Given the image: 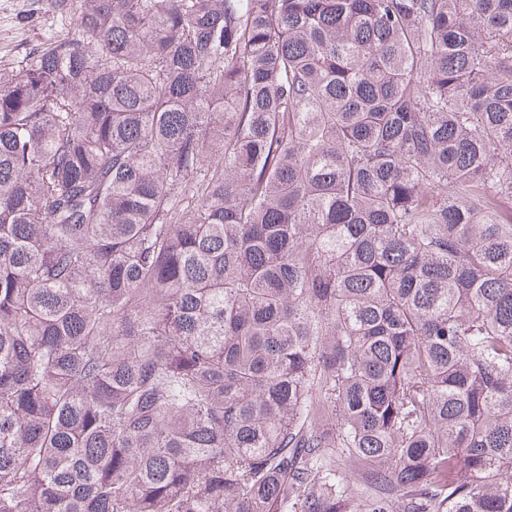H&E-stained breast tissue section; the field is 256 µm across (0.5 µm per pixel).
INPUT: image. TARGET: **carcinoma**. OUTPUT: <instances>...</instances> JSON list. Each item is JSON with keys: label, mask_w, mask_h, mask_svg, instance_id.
Returning a JSON list of instances; mask_svg holds the SVG:
<instances>
[{"label": "carcinoma", "mask_w": 512, "mask_h": 512, "mask_svg": "<svg viewBox=\"0 0 512 512\" xmlns=\"http://www.w3.org/2000/svg\"><path fill=\"white\" fill-rule=\"evenodd\" d=\"M0 72V512H512V0H56ZM336 464L341 467L342 471L347 475L350 480L351 486L353 488L358 489L355 490L356 498H358V502L361 504L360 507L363 508L365 495L360 492L359 489H362V482L365 479V469L363 465L355 460H348L343 456L340 457L338 453V449L336 448Z\"/></svg>", "instance_id": "carcinoma-1"}]
</instances>
